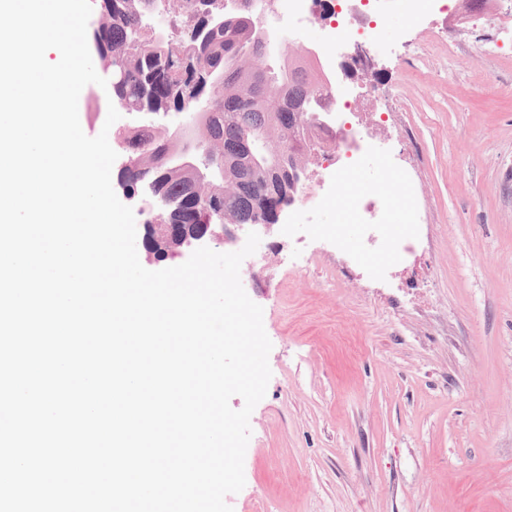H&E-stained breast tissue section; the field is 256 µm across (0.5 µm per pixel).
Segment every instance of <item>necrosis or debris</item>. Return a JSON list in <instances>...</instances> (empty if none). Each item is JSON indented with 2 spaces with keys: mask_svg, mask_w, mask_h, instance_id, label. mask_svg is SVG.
Returning a JSON list of instances; mask_svg holds the SVG:
<instances>
[{
  "mask_svg": "<svg viewBox=\"0 0 512 512\" xmlns=\"http://www.w3.org/2000/svg\"><path fill=\"white\" fill-rule=\"evenodd\" d=\"M278 21L295 33H303L312 18L323 21L321 38L315 43L308 67V80L315 93L310 108L315 117L295 143L314 169L288 205V221L306 227L310 242L344 248L336 227L317 224L313 215L335 205L338 224H362L369 239L388 237L403 256L423 249L425 227L418 221L414 169L396 157L380 129L385 121L379 110L390 90L370 71L365 54L380 52L374 34L375 0H276ZM362 48L363 57L345 50L347 41ZM378 149L381 161L395 171L396 179L364 190L350 188L351 177L369 149ZM404 203L408 224L396 229L391 213Z\"/></svg>",
  "mask_w": 512,
  "mask_h": 512,
  "instance_id": "1",
  "label": "necrosis or debris"
}]
</instances>
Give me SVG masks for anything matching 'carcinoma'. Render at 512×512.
<instances>
[{
  "label": "carcinoma",
  "mask_w": 512,
  "mask_h": 512,
  "mask_svg": "<svg viewBox=\"0 0 512 512\" xmlns=\"http://www.w3.org/2000/svg\"><path fill=\"white\" fill-rule=\"evenodd\" d=\"M192 29L181 55L193 70H214V79L195 87L199 100H188L189 81L170 70L171 44L145 23L156 0H101L103 22L92 35L98 57L118 66L112 81L115 100L130 108L150 112L172 107L192 113L189 131L162 128L148 140L128 144L131 165L117 178L135 187L146 175L155 182L153 197L171 200L174 224H212L214 208L185 205L189 196L204 195L220 202L224 223L253 224L269 217L263 200L283 208L295 195L304 161L288 147L297 129L313 119L306 108L309 87L301 84L302 70L292 60L274 68L261 43L272 42L263 26L265 0H248L244 9H231L225 0H189ZM223 18L221 27L203 31L204 11ZM211 147L224 156V171L199 180L195 170L182 166L178 157L187 150ZM279 155L281 174L273 173L263 157Z\"/></svg>",
  "instance_id": "obj_1"
}]
</instances>
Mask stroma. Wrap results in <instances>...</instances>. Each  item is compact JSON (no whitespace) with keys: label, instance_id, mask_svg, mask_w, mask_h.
<instances>
[{"label":"stroma","instance_id":"35a3bbf8","mask_svg":"<svg viewBox=\"0 0 512 512\" xmlns=\"http://www.w3.org/2000/svg\"><path fill=\"white\" fill-rule=\"evenodd\" d=\"M376 38L428 245L380 288L388 240L352 277L301 226L264 233L272 377L233 512H512V0H391Z\"/></svg>","mask_w":512,"mask_h":512}]
</instances>
